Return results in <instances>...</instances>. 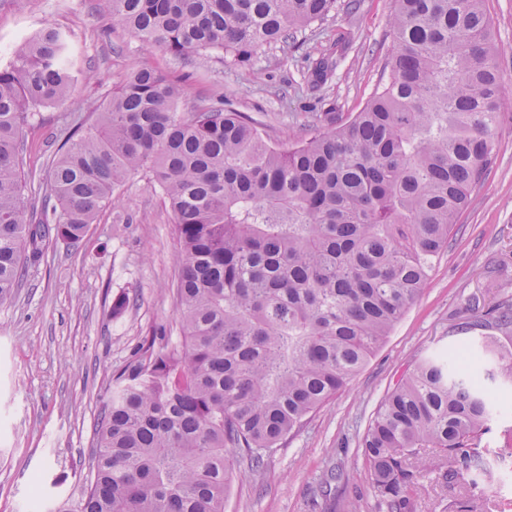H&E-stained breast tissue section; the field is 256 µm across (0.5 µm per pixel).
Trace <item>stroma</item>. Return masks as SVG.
I'll use <instances>...</instances> for the list:
<instances>
[{
    "label": "stroma",
    "instance_id": "1",
    "mask_svg": "<svg viewBox=\"0 0 512 512\" xmlns=\"http://www.w3.org/2000/svg\"><path fill=\"white\" fill-rule=\"evenodd\" d=\"M336 0L335 9L252 57L207 51L185 64L142 46L113 26L103 0H0V40L56 28L70 37L76 88L65 102L40 108L25 131L26 174L35 187L28 213L41 209L48 167L70 127L92 124L102 103L135 68L181 79L182 108L224 99L253 118L266 139L288 145L307 137L320 113L345 120L374 93L393 51L392 0ZM505 74L495 161L462 213L421 295L346 388L311 415L259 470L235 477L224 512H370L361 439L382 398L420 356L488 335L489 309L512 297V0H487ZM340 49L326 81L317 61ZM179 242L160 190L132 177L104 205L76 245L49 241L28 264L22 285L0 304V512H32L40 480L45 512L81 499L99 418L118 375L142 358L151 337L178 342L174 298ZM131 305L110 314L115 296ZM490 391L500 408L482 439L487 473L476 500L512 512V461L496 452L512 429V385ZM337 471L329 496L320 486Z\"/></svg>",
    "mask_w": 512,
    "mask_h": 512
}]
</instances>
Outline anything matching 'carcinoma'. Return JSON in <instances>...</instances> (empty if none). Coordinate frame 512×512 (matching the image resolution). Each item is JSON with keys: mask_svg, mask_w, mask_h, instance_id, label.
I'll use <instances>...</instances> for the list:
<instances>
[{"mask_svg": "<svg viewBox=\"0 0 512 512\" xmlns=\"http://www.w3.org/2000/svg\"><path fill=\"white\" fill-rule=\"evenodd\" d=\"M388 79L344 122L281 147L221 102L179 109L177 80L137 69L77 127L27 218L24 129L71 96L66 34L0 63V303L48 239L79 242L133 176L157 186L180 242L181 337H152L117 378L76 512H224L253 471L348 385L418 299L493 164L504 75L486 0H394ZM112 23L188 60L250 56L335 0H106ZM475 351L430 353L396 382L362 440L372 512H417L428 483L482 470L479 443L512 382V301Z\"/></svg>", "mask_w": 512, "mask_h": 512, "instance_id": "obj_1", "label": "carcinoma"}]
</instances>
